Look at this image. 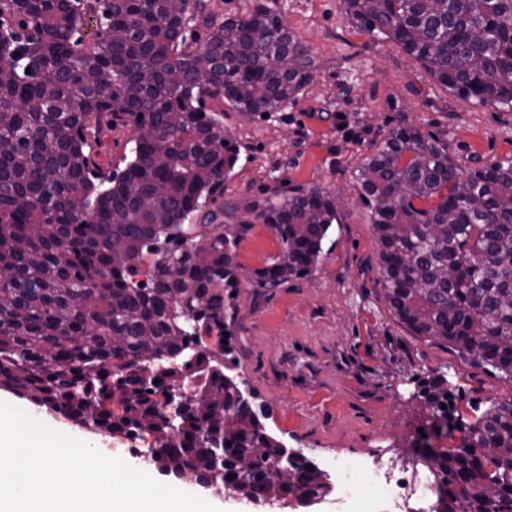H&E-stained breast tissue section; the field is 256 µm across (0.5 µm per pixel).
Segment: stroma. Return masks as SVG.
I'll use <instances>...</instances> for the list:
<instances>
[{
    "label": "stroma",
    "mask_w": 512,
    "mask_h": 512,
    "mask_svg": "<svg viewBox=\"0 0 512 512\" xmlns=\"http://www.w3.org/2000/svg\"><path fill=\"white\" fill-rule=\"evenodd\" d=\"M263 2L282 13L319 68L282 111L225 108L224 128L242 150L224 201L243 207L274 189L318 186L335 196L339 222L313 273L276 288L260 287L255 272L280 253L277 237L257 224L241 240L226 364L266 431L328 475L342 462L364 470L392 451L425 465L427 448L456 444L445 419L468 421L474 406L512 397V381L413 335L391 314L353 172L401 120L447 134L462 166L512 158V112L445 90L396 43L359 31L340 0ZM445 372L456 391L441 412L428 390ZM0 400L73 437L98 438L8 390Z\"/></svg>",
    "instance_id": "stroma-1"
}]
</instances>
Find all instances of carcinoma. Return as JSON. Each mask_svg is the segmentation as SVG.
<instances>
[{
  "mask_svg": "<svg viewBox=\"0 0 512 512\" xmlns=\"http://www.w3.org/2000/svg\"><path fill=\"white\" fill-rule=\"evenodd\" d=\"M342 7L449 91L512 112V0ZM86 18L99 24L92 42L78 36ZM317 68L258 2L224 19L206 0H0V388L79 425L151 436L163 470L214 477L243 498L331 491L325 472L265 431L218 358L197 353L192 380L168 364L188 351L190 326L226 332L238 245L253 225L281 245L255 271L261 287L318 265L339 223L335 198L274 190L245 207L251 219L232 221L236 208L218 199L241 146L206 106L278 112ZM119 125L148 132L121 172H107L94 146ZM355 187L392 313L512 378V158L464 168L445 135L399 121ZM162 243L167 263L153 258ZM457 429L458 445L430 452L435 512H512V398Z\"/></svg>",
  "mask_w": 512,
  "mask_h": 512,
  "instance_id": "cac0c4a2",
  "label": "carcinoma"
}]
</instances>
